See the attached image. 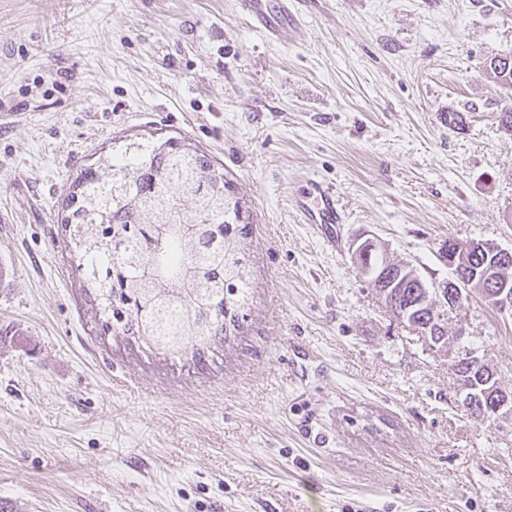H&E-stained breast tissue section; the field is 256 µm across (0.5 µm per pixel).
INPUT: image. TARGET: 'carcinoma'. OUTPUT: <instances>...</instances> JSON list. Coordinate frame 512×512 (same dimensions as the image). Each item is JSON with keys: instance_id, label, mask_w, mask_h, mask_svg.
Listing matches in <instances>:
<instances>
[{"instance_id": "obj_1", "label": "carcinoma", "mask_w": 512, "mask_h": 512, "mask_svg": "<svg viewBox=\"0 0 512 512\" xmlns=\"http://www.w3.org/2000/svg\"><path fill=\"white\" fill-rule=\"evenodd\" d=\"M485 70L512 87V65L501 58ZM218 175L224 169L207 154L168 138L139 159L90 166L72 182L65 221L81 228L77 246L86 287L116 335L201 361L224 343L227 325L239 324L252 288L241 240L252 225L243 220L241 199ZM184 198L193 204L189 216L180 208ZM355 264L361 274L378 278L384 258L368 252ZM489 271L495 285L473 291L499 313L496 295L504 290L512 296V270L505 289L495 256L475 254L465 269L477 284ZM383 302L400 325L436 328V297L413 279H400ZM453 369L458 387L467 391L465 410L493 422L488 390L496 371L486 362L462 360Z\"/></svg>"}]
</instances>
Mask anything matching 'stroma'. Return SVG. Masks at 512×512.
I'll use <instances>...</instances> for the list:
<instances>
[{"label": "stroma", "mask_w": 512, "mask_h": 512, "mask_svg": "<svg viewBox=\"0 0 512 512\" xmlns=\"http://www.w3.org/2000/svg\"><path fill=\"white\" fill-rule=\"evenodd\" d=\"M0 0V502L8 512H512V419L465 412L447 357L355 269L372 234L427 283L447 240L512 248V0ZM460 122L449 126V113ZM175 137L223 164L254 270L204 362L113 335L64 199ZM332 187L336 245L295 207ZM512 388V317L453 312ZM238 0L239 7L251 21L255 28L266 37L286 41L296 26V14L288 8V0Z\"/></svg>", "instance_id": "obj_1"}]
</instances>
